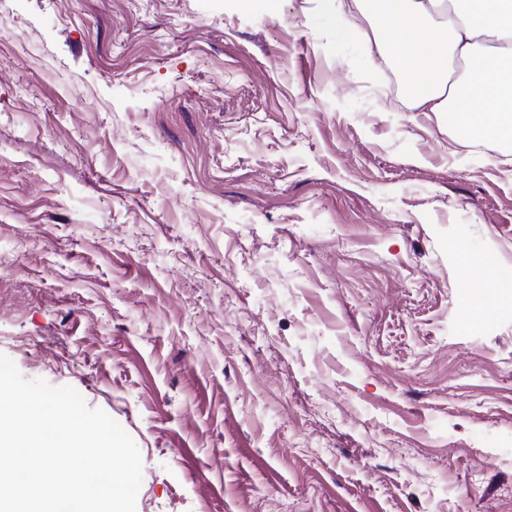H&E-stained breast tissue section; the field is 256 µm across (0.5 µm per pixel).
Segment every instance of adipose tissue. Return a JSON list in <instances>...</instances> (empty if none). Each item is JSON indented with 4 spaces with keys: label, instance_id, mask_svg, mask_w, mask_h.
Segmentation results:
<instances>
[{
    "label": "adipose tissue",
    "instance_id": "adipose-tissue-1",
    "mask_svg": "<svg viewBox=\"0 0 512 512\" xmlns=\"http://www.w3.org/2000/svg\"><path fill=\"white\" fill-rule=\"evenodd\" d=\"M339 32H361L408 81L415 112L447 116L461 134L512 141V0H333Z\"/></svg>",
    "mask_w": 512,
    "mask_h": 512
}]
</instances>
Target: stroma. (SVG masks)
I'll return each mask as SVG.
<instances>
[{
	"label": "stroma",
	"mask_w": 512,
	"mask_h": 512,
	"mask_svg": "<svg viewBox=\"0 0 512 512\" xmlns=\"http://www.w3.org/2000/svg\"><path fill=\"white\" fill-rule=\"evenodd\" d=\"M500 270L512 143L327 0H0V354L132 436L136 512H512Z\"/></svg>",
	"instance_id": "1"
}]
</instances>
